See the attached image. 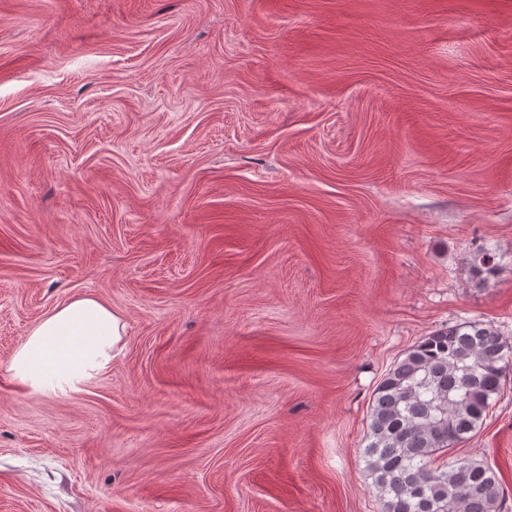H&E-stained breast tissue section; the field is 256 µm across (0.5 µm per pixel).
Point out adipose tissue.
Here are the masks:
<instances>
[{
    "mask_svg": "<svg viewBox=\"0 0 512 512\" xmlns=\"http://www.w3.org/2000/svg\"><path fill=\"white\" fill-rule=\"evenodd\" d=\"M127 323L83 295L56 307L29 333L8 370L31 394L66 395L107 373L124 349Z\"/></svg>",
    "mask_w": 512,
    "mask_h": 512,
    "instance_id": "1",
    "label": "adipose tissue"
}]
</instances>
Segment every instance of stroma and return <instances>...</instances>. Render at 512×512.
<instances>
[{
    "mask_svg": "<svg viewBox=\"0 0 512 512\" xmlns=\"http://www.w3.org/2000/svg\"><path fill=\"white\" fill-rule=\"evenodd\" d=\"M81 295L122 354L28 394ZM462 322L512 346V0H0V512H382L374 391ZM459 458L512 508V378ZM127 323L92 295L71 299L29 333L7 370L31 394L59 396L107 373L125 346Z\"/></svg>",
    "mask_w": 512,
    "mask_h": 512,
    "instance_id": "obj_1",
    "label": "stroma"
}]
</instances>
